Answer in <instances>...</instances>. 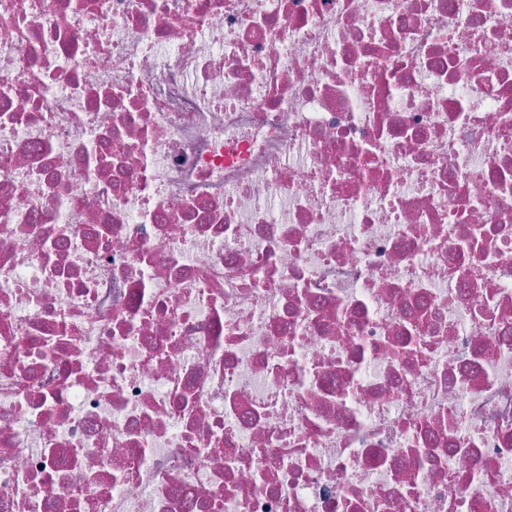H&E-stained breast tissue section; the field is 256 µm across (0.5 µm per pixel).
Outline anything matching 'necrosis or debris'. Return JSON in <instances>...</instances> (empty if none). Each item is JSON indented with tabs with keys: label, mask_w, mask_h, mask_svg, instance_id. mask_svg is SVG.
I'll return each mask as SVG.
<instances>
[{
	"label": "necrosis or debris",
	"mask_w": 512,
	"mask_h": 512,
	"mask_svg": "<svg viewBox=\"0 0 512 512\" xmlns=\"http://www.w3.org/2000/svg\"><path fill=\"white\" fill-rule=\"evenodd\" d=\"M0 512H512V0H0Z\"/></svg>",
	"instance_id": "obj_1"
}]
</instances>
